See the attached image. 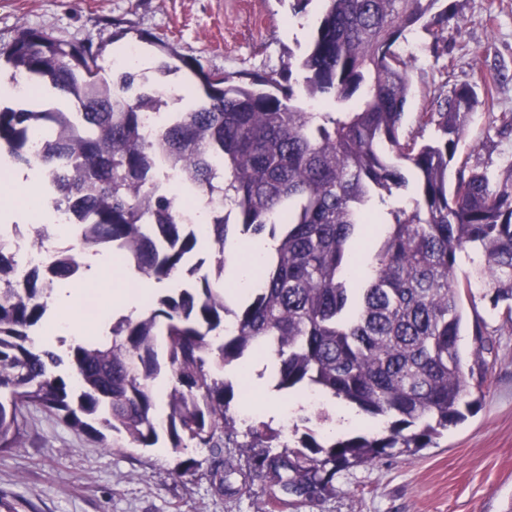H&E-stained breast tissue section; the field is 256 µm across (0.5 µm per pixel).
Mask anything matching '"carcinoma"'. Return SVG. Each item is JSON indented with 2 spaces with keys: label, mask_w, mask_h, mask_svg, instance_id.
Instances as JSON below:
<instances>
[{
  "label": "carcinoma",
  "mask_w": 512,
  "mask_h": 512,
  "mask_svg": "<svg viewBox=\"0 0 512 512\" xmlns=\"http://www.w3.org/2000/svg\"><path fill=\"white\" fill-rule=\"evenodd\" d=\"M306 56L273 74L207 72L184 62L205 97L167 110L153 141L142 114L156 106L136 74L106 75L101 51L26 30L0 52L15 72L43 79L68 108L0 109V154L12 164L42 167L53 208L89 218L86 241L133 256V269L162 281L180 270L198 231L179 220L174 198L151 185L160 159L179 169L184 187L216 196L208 226L215 281L161 296L139 316L112 320L111 336L70 347L71 379L53 372L60 356L35 342L55 284L77 275L76 254L48 273L15 281L16 255L0 244V451L21 447L20 409L63 414L101 441L175 451L234 448L211 468L224 490L234 471L268 487L255 512L288 501L276 491L312 498L336 470L395 452L415 454L465 419L466 374L485 378L486 361L465 365L457 254L471 247L483 263L472 276L481 299L512 324V164L496 175L458 161L475 88L456 85L403 131L408 63L397 50L404 32L421 26L438 37L455 16L440 0H325ZM299 74L293 79V74ZM41 118L44 154L26 150L30 120ZM414 184L411 206L391 208L393 190ZM236 223H227V216ZM379 224L378 245L358 270L366 224ZM268 236L275 252L253 276L234 310L224 287L227 245ZM277 366L276 388L300 385L387 423L376 435L334 439L308 430L288 443L284 429L237 415L228 367L246 369L259 353ZM168 381L158 410L154 385Z\"/></svg>",
  "instance_id": "1"
}]
</instances>
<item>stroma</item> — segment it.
Segmentation results:
<instances>
[{"instance_id":"obj_1","label":"stroma","mask_w":512,"mask_h":512,"mask_svg":"<svg viewBox=\"0 0 512 512\" xmlns=\"http://www.w3.org/2000/svg\"><path fill=\"white\" fill-rule=\"evenodd\" d=\"M456 16L441 37L446 52L416 27L398 43L409 59L410 95L404 129L419 128V115L454 85H487L492 94L471 113L462 157L471 168L495 174L512 164V134H498L493 116L512 112V0H452ZM310 0L305 12L290 0H0V51L26 29H45L59 41L101 50L112 62L114 44L158 55L145 36L164 38L178 57L205 70L234 76L248 71L280 72L289 57H302L324 12ZM505 69L506 79L496 77ZM462 331L467 359L478 344L470 327L482 320L490 349L481 388L467 419L415 456H386L339 471L330 490L295 499L288 512H512V326L488 302L465 305ZM251 397L252 416L271 419L293 435L310 405L269 412V398L251 378L240 381ZM22 447L0 451V496L18 512H255L265 494L262 481L243 490L233 476L218 491L209 470L216 455L208 448L175 453L167 445L134 448L106 445L71 427L62 414L29 405L20 414ZM201 466L177 477L182 459Z\"/></svg>"}]
</instances>
